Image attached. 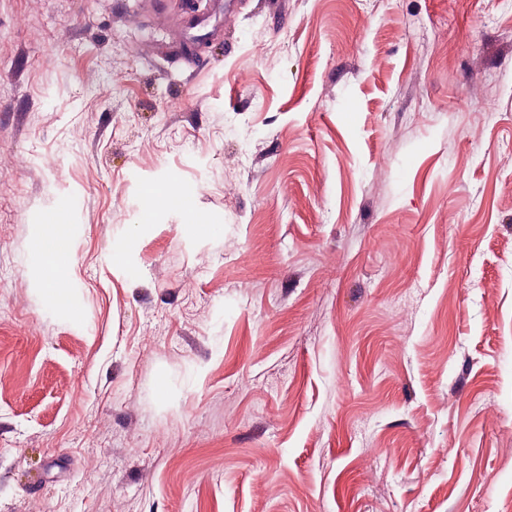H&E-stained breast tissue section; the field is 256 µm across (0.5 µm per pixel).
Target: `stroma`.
<instances>
[{"label":"stroma","mask_w":512,"mask_h":512,"mask_svg":"<svg viewBox=\"0 0 512 512\" xmlns=\"http://www.w3.org/2000/svg\"><path fill=\"white\" fill-rule=\"evenodd\" d=\"M150 2L0 0V512H512V0ZM54 217L46 220L40 246L30 261L45 273L47 303L54 307H64L69 303V272L72 265L68 245L69 224H53Z\"/></svg>","instance_id":"obj_1"}]
</instances>
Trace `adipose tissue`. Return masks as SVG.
<instances>
[{
    "mask_svg": "<svg viewBox=\"0 0 512 512\" xmlns=\"http://www.w3.org/2000/svg\"><path fill=\"white\" fill-rule=\"evenodd\" d=\"M68 239V225L45 222L40 246L30 258L31 263L45 273L46 301L54 307L66 306L69 302L72 254Z\"/></svg>",
    "mask_w": 512,
    "mask_h": 512,
    "instance_id": "adipose-tissue-1",
    "label": "adipose tissue"
}]
</instances>
